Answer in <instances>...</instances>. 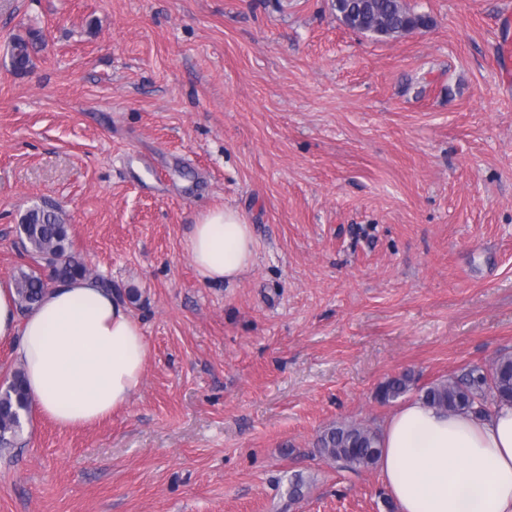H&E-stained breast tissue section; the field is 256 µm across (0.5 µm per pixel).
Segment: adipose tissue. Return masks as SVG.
<instances>
[{
    "instance_id": "1",
    "label": "adipose tissue",
    "mask_w": 512,
    "mask_h": 512,
    "mask_svg": "<svg viewBox=\"0 0 512 512\" xmlns=\"http://www.w3.org/2000/svg\"><path fill=\"white\" fill-rule=\"evenodd\" d=\"M184 250L202 282L232 284L254 264L253 227L216 206L199 214ZM0 341L11 343L32 404L62 428L128 403L148 356L139 321L88 277L50 285L24 314L13 284L0 282ZM380 435L378 467L399 512H512V406L478 419L412 398Z\"/></svg>"
}]
</instances>
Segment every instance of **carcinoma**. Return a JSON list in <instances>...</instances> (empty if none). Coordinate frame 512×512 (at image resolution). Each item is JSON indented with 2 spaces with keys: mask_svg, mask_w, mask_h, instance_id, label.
I'll list each match as a JSON object with an SVG mask.
<instances>
[{
  "mask_svg": "<svg viewBox=\"0 0 512 512\" xmlns=\"http://www.w3.org/2000/svg\"><path fill=\"white\" fill-rule=\"evenodd\" d=\"M336 13L353 17V29L378 37H393L416 26H427L423 14L407 10L402 0H337ZM17 49L14 69L30 65L29 44L22 38L13 41ZM19 232L32 265L14 276L20 310L33 308L43 297L46 284L36 266L47 262L55 281L87 276L85 264L71 250L61 210L43 204L28 209L20 217ZM415 374L404 371L385 380L376 398L382 402L398 399L413 389ZM427 403L448 412L466 411L477 415L503 403L512 405V356L504 355L489 369L474 366L460 376L439 380L419 389ZM31 401L24 389L22 372L16 371L0 389V448L16 444L22 432V417ZM316 448L325 458L343 468L369 467L380 453L378 431L361 424L334 423L317 437Z\"/></svg>",
  "mask_w": 512,
  "mask_h": 512,
  "instance_id": "1",
  "label": "carcinoma"
}]
</instances>
